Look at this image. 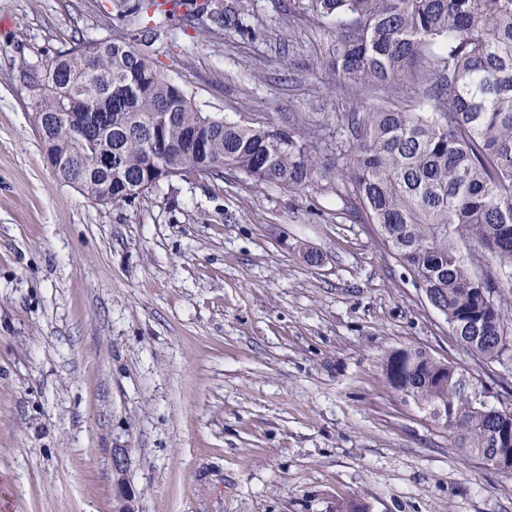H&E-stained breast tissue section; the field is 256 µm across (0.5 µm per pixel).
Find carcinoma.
Wrapping results in <instances>:
<instances>
[{
    "label": "carcinoma",
    "instance_id": "1",
    "mask_svg": "<svg viewBox=\"0 0 512 512\" xmlns=\"http://www.w3.org/2000/svg\"><path fill=\"white\" fill-rule=\"evenodd\" d=\"M213 12L217 28L242 31L244 7L224 0ZM323 16L351 15L331 60L342 84L426 86L436 111L388 105L349 117L345 171L372 223L400 262L434 297L433 307L460 335L467 351L486 360L506 352L512 324L504 291L512 288V0H314ZM161 3L113 0L129 25L158 39L168 20ZM38 103L47 151L77 166L72 183L96 203L128 201L125 188L149 174L155 143L173 144L200 127L208 153H187L181 171L236 169L260 182L304 187L324 174L315 151L300 138L203 115L183 88L166 78L151 56L122 40L79 43L47 66ZM87 99L94 135L74 139L68 119L73 98ZM112 154V168L98 156ZM494 254L499 276L477 272L474 256ZM400 363L396 390L455 436L456 447L484 458L512 448V410L474 403L463 375L413 347L393 352L386 373Z\"/></svg>",
    "mask_w": 512,
    "mask_h": 512
}]
</instances>
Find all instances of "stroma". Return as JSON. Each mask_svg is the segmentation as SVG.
<instances>
[{
    "mask_svg": "<svg viewBox=\"0 0 512 512\" xmlns=\"http://www.w3.org/2000/svg\"><path fill=\"white\" fill-rule=\"evenodd\" d=\"M144 42L111 0H0V512H512V474L390 385L394 350L452 362L498 408L512 361L473 357L342 176L348 114L431 111L413 84L345 89L352 19L248 0L245 34L186 19ZM147 47L205 114L299 135L303 188L187 172L101 205L56 180L39 75L76 42ZM127 464V449L116 448L112 452V469L117 476L118 498L123 503L119 512H135L131 505V494L125 483L124 472Z\"/></svg>",
    "mask_w": 512,
    "mask_h": 512,
    "instance_id": "35a3bbf8",
    "label": "stroma"
}]
</instances>
